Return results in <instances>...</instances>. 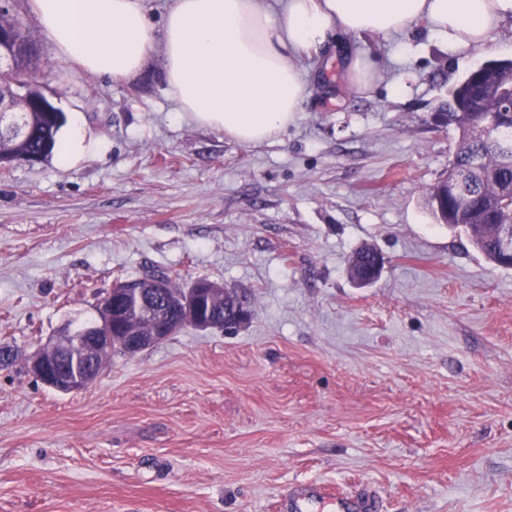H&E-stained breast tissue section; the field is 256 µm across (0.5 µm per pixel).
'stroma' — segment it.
I'll use <instances>...</instances> for the list:
<instances>
[{
  "label": "stroma",
  "mask_w": 512,
  "mask_h": 512,
  "mask_svg": "<svg viewBox=\"0 0 512 512\" xmlns=\"http://www.w3.org/2000/svg\"><path fill=\"white\" fill-rule=\"evenodd\" d=\"M8 7L104 149L0 171V339L18 351L0 512H284L300 481L371 490L378 512H512V269L424 205L459 139L448 90L512 58V21L459 54L423 26L356 40L384 69L367 95L335 54L304 57L296 121L248 146L178 112L161 51L132 79L89 74L55 58L28 0ZM365 245L384 264L361 288ZM147 269L222 284L250 318L113 355L78 393L27 371Z\"/></svg>",
  "instance_id": "1"
}]
</instances>
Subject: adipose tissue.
I'll list each match as a JSON object with an SVG mask.
<instances>
[{
	"label": "adipose tissue",
	"mask_w": 512,
	"mask_h": 512,
	"mask_svg": "<svg viewBox=\"0 0 512 512\" xmlns=\"http://www.w3.org/2000/svg\"><path fill=\"white\" fill-rule=\"evenodd\" d=\"M56 57L113 78L139 74L154 49L180 111L239 143L262 142L297 117L307 92L297 58L330 48L367 94L381 63L349 38H390L427 23L457 53L484 47L512 20V0H171L154 31L142 0H29Z\"/></svg>",
	"instance_id": "adipose-tissue-1"
}]
</instances>
